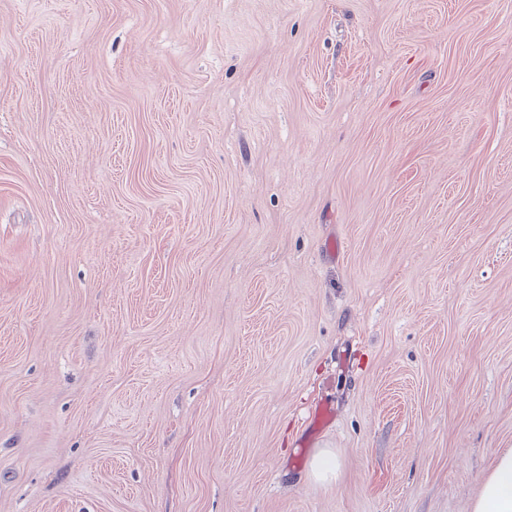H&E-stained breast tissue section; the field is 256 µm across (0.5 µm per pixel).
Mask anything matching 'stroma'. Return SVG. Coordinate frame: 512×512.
I'll return each instance as SVG.
<instances>
[{
	"label": "stroma",
	"mask_w": 512,
	"mask_h": 512,
	"mask_svg": "<svg viewBox=\"0 0 512 512\" xmlns=\"http://www.w3.org/2000/svg\"><path fill=\"white\" fill-rule=\"evenodd\" d=\"M507 449L512 0H0V512H471ZM338 469L336 454L329 449H321L312 460L311 476L317 482L329 484L335 480Z\"/></svg>",
	"instance_id": "1"
}]
</instances>
